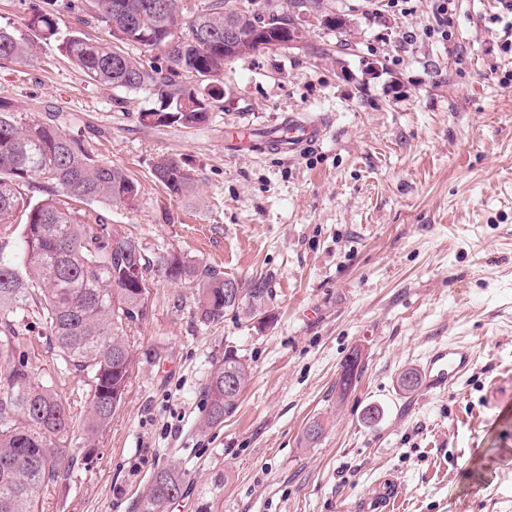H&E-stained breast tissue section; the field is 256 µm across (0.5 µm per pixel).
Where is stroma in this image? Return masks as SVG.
<instances>
[{
	"mask_svg": "<svg viewBox=\"0 0 512 512\" xmlns=\"http://www.w3.org/2000/svg\"><path fill=\"white\" fill-rule=\"evenodd\" d=\"M30 0H0V28L33 45L0 63V102L81 139L139 185L113 223L150 256L178 253L249 284L269 280V316L200 322L196 290L155 280L130 331L128 388L88 461L46 489L42 512H136L150 475L188 483L169 512H355L385 473L402 512H512V14L500 0H320L346 29L315 26L300 46L224 68V105L207 125H143L149 91L87 79L25 26ZM328 121L301 153L227 150L229 130L286 114ZM173 157L197 178L179 200L153 178ZM475 354L445 393L404 391L438 344ZM74 419L89 397L41 339L28 347ZM233 354L251 368L237 410L203 430L201 388ZM358 379L338 395L347 358ZM503 398L491 405L492 390ZM381 411L377 422L368 408ZM325 432L314 444L310 421Z\"/></svg>",
	"mask_w": 512,
	"mask_h": 512,
	"instance_id": "1",
	"label": "stroma"
}]
</instances>
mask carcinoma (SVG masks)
<instances>
[{"instance_id":"cac0c4a2","label":"carcinoma","mask_w":512,"mask_h":512,"mask_svg":"<svg viewBox=\"0 0 512 512\" xmlns=\"http://www.w3.org/2000/svg\"><path fill=\"white\" fill-rule=\"evenodd\" d=\"M58 0H34L26 27L60 52L90 80L120 91L149 90L153 104L139 113L145 124L193 127L205 124L224 101V18L242 33L288 40L301 33L293 16L259 0H66V8L108 34L107 46L81 29L60 36ZM159 51L162 61L151 56ZM30 60L25 42L0 29V61ZM152 175L178 199L194 194L193 170L175 158L154 165ZM42 197L36 198L33 193ZM138 183L77 139L47 122L0 108V239L19 237L13 256H0V512H39L44 489L62 485L89 445L111 423L125 396L136 349L128 332L144 322L155 273L187 281L197 290L204 324L231 309L265 320L271 289L256 277L241 299H224L228 275L181 255L151 259L140 240L112 223V203L133 205ZM99 203L100 209L77 204ZM36 319L61 366L88 386L89 410L75 425L53 383L34 372L24 344ZM250 367L227 354L202 387L200 426L224 423L238 406ZM237 388L227 391L224 380ZM81 430L83 444L69 438ZM186 472L158 470L138 499V512H168L182 496Z\"/></svg>"}]
</instances>
